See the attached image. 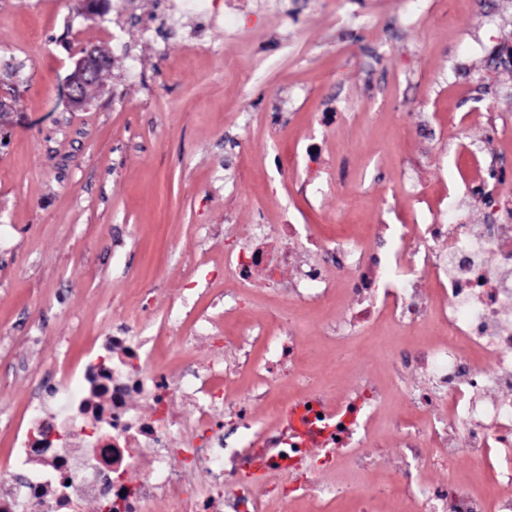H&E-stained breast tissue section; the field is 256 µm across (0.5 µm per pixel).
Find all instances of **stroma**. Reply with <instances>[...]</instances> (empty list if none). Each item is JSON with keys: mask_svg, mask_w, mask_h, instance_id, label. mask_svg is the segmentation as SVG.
<instances>
[{"mask_svg": "<svg viewBox=\"0 0 512 512\" xmlns=\"http://www.w3.org/2000/svg\"><path fill=\"white\" fill-rule=\"evenodd\" d=\"M269 3L238 0L252 31L239 54L223 24H158L156 0H0V462L38 381L146 295L134 330L147 336L173 310L186 336L196 314L221 312L224 370L242 393L255 383L240 362L264 364L270 340L321 351L305 373L330 407L353 385L380 390L364 470L319 479L406 473L411 486L376 504L404 512L410 490L447 476V439L411 454L392 438L444 421L411 409L431 381L399 363L425 348L424 328L360 320L373 290L300 299V269L334 266L281 227H364L369 265L387 248L381 225L414 223L444 198L468 223L512 224V162L498 161L512 154V64L495 59L512 47V0H288L285 24ZM91 44L110 66L73 108L66 81ZM302 139L320 150L315 169L293 157ZM260 234L293 264L236 287L219 274L224 253ZM254 492L260 512H356L306 495L284 508L269 482Z\"/></svg>", "mask_w": 512, "mask_h": 512, "instance_id": "stroma-1", "label": "stroma"}]
</instances>
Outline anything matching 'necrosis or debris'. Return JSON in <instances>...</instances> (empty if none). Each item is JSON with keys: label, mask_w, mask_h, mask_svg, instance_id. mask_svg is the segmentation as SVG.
Segmentation results:
<instances>
[{"label": "necrosis or debris", "mask_w": 512, "mask_h": 512, "mask_svg": "<svg viewBox=\"0 0 512 512\" xmlns=\"http://www.w3.org/2000/svg\"><path fill=\"white\" fill-rule=\"evenodd\" d=\"M401 245L393 253L397 270L413 280L430 278L443 302L429 306L425 319L438 345L420 359L435 386L419 399V409L440 403L447 409L448 466L469 459L488 468L491 447L503 449L492 479L502 491L500 512H512V225L442 223L431 215L420 224H399ZM360 237L349 234L327 243L343 255L336 278L346 292L376 285L361 261ZM287 258L270 262L264 249L224 255V274L246 287L252 272L281 271ZM215 317L198 314L197 334L210 338L205 356L172 369L159 359L155 340L134 333L130 323L89 347L80 367H61L59 380L29 406L17 425L7 467H0V512H251L252 475L287 459L289 492H313L330 499L353 494L358 512H373L384 485L348 487L318 481L308 468L310 451L301 448L290 423L302 407L310 423L332 429L337 459L359 457L361 436L376 405L365 389L346 397L352 424L327 410L324 396L304 375L296 394L275 405L276 422L262 426L239 414V401L224 380V339L213 335ZM188 402L190 421L174 417V400ZM145 403L147 412L136 410ZM244 445L224 443L225 412ZM205 482H197V475Z\"/></svg>", "instance_id": "1"}]
</instances>
